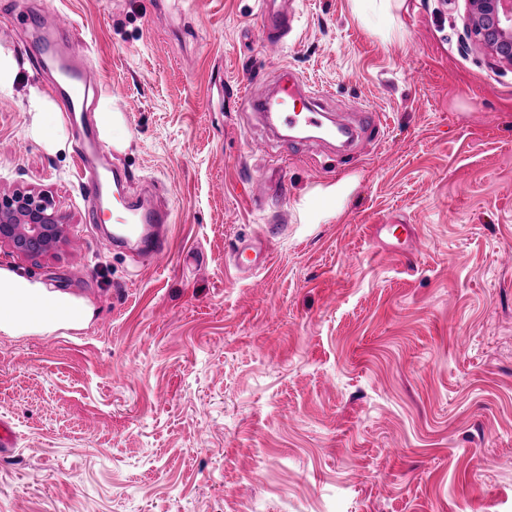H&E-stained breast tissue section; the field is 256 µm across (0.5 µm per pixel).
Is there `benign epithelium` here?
<instances>
[{
	"label": "benign epithelium",
	"instance_id": "7a95c632",
	"mask_svg": "<svg viewBox=\"0 0 512 512\" xmlns=\"http://www.w3.org/2000/svg\"><path fill=\"white\" fill-rule=\"evenodd\" d=\"M467 36L494 61L512 65V0H465ZM65 217L44 193H0V245L24 258L55 252L67 235Z\"/></svg>",
	"mask_w": 512,
	"mask_h": 512
}]
</instances>
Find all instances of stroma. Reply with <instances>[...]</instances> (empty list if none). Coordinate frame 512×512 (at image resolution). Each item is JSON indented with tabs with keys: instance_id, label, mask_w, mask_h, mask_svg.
Segmentation results:
<instances>
[{
	"instance_id": "obj_1",
	"label": "stroma",
	"mask_w": 512,
	"mask_h": 512,
	"mask_svg": "<svg viewBox=\"0 0 512 512\" xmlns=\"http://www.w3.org/2000/svg\"><path fill=\"white\" fill-rule=\"evenodd\" d=\"M287 7L271 58L259 0H0V192L70 226L46 257L0 247V273L93 308L0 332V512H512V66L466 43L463 0ZM47 9L76 24L105 161L172 210L163 268L113 248L111 211L89 223L60 99L28 135ZM286 71L378 129L349 155L273 136L242 87ZM375 224L414 225L409 250ZM259 236L271 268L236 276Z\"/></svg>"
}]
</instances>
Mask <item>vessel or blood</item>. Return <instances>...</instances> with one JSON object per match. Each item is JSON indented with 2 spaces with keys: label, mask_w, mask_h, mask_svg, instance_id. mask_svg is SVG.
Returning <instances> with one entry per match:
<instances>
[{
  "label": "vessel or blood",
  "mask_w": 512,
  "mask_h": 512,
  "mask_svg": "<svg viewBox=\"0 0 512 512\" xmlns=\"http://www.w3.org/2000/svg\"><path fill=\"white\" fill-rule=\"evenodd\" d=\"M32 35L40 46L41 58L58 73L50 88L51 94L64 102L69 120L87 110L88 92L92 86L89 72L73 63L68 50L57 37L70 30L72 21L62 12L50 10L30 23ZM260 26L267 52H278L292 27L288 14L282 12L276 0H260ZM317 90L304 84L292 73H285L275 94L265 99L248 98L249 109L269 129H292L305 125L335 137L334 127L325 125L323 115L313 104ZM102 143L93 131H85L79 150L83 187L96 208L111 204L115 216L112 240L116 243H135L144 258L156 266H165L171 256V210L158 203L129 193L127 172L101 161ZM233 266L245 275L266 268L271 261L269 242L262 237L240 241L233 250Z\"/></svg>",
  "instance_id": "obj_1"
}]
</instances>
